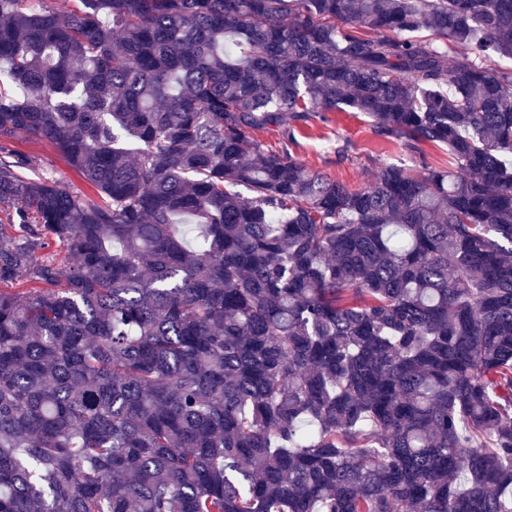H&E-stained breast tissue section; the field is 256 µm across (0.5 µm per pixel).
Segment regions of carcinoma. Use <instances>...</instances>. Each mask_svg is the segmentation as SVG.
Masks as SVG:
<instances>
[{
    "mask_svg": "<svg viewBox=\"0 0 512 512\" xmlns=\"http://www.w3.org/2000/svg\"><path fill=\"white\" fill-rule=\"evenodd\" d=\"M76 2L0 0L93 191L0 155V512H512V0ZM344 110L450 167L290 153Z\"/></svg>",
    "mask_w": 512,
    "mask_h": 512,
    "instance_id": "carcinoma-1",
    "label": "carcinoma"
}]
</instances>
